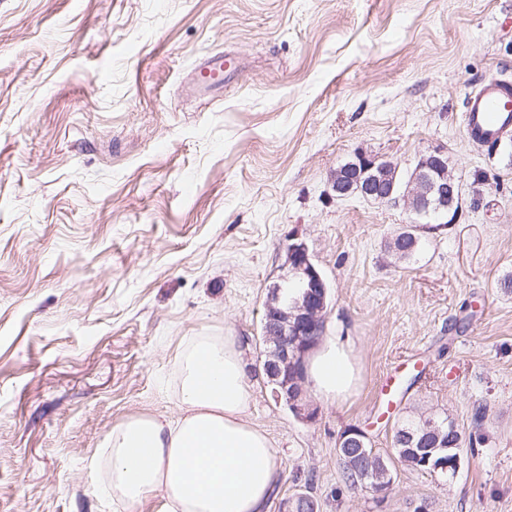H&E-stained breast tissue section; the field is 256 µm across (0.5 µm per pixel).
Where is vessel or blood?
<instances>
[{"label": "vessel or blood", "instance_id": "obj_1", "mask_svg": "<svg viewBox=\"0 0 512 512\" xmlns=\"http://www.w3.org/2000/svg\"><path fill=\"white\" fill-rule=\"evenodd\" d=\"M232 65V59L223 55L210 56L196 67L194 78L204 89L220 88ZM462 122L470 139L481 146L512 134V83L493 75L486 78L468 96Z\"/></svg>", "mask_w": 512, "mask_h": 512}]
</instances>
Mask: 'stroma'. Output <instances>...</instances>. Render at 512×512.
<instances>
[{
	"label": "stroma",
	"instance_id": "obj_1",
	"mask_svg": "<svg viewBox=\"0 0 512 512\" xmlns=\"http://www.w3.org/2000/svg\"><path fill=\"white\" fill-rule=\"evenodd\" d=\"M217 53L239 72L200 94ZM492 74L512 82V0H0V512H159L113 503L112 431L176 416L180 351L226 333L281 459L268 512L307 488L318 512H512V135L462 126ZM437 148L459 211L397 259L404 206L330 180L357 151L407 171ZM292 235L362 371L309 421L262 371ZM389 372L416 381L381 420ZM430 414L476 440L456 478L398 466L380 504L341 483L345 430L388 454Z\"/></svg>",
	"mask_w": 512,
	"mask_h": 512
}]
</instances>
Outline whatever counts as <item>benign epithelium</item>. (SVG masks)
I'll list each match as a JSON object with an SVG mask.
<instances>
[{
	"instance_id": "benign-epithelium-1",
	"label": "benign epithelium",
	"mask_w": 512,
	"mask_h": 512,
	"mask_svg": "<svg viewBox=\"0 0 512 512\" xmlns=\"http://www.w3.org/2000/svg\"><path fill=\"white\" fill-rule=\"evenodd\" d=\"M331 189L340 199L401 201L419 218L443 219L457 211L462 197V185L448 172V154L442 149L423 155L405 176L394 162L358 152L336 170ZM285 266L287 273L269 288L264 304V371L278 386L276 400L285 402L296 417L311 420L315 410L305 402V364L324 335L329 286L298 237L289 240Z\"/></svg>"
}]
</instances>
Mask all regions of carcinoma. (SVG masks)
I'll return each instance as SVG.
<instances>
[{"label": "carcinoma", "instance_id": "1", "mask_svg": "<svg viewBox=\"0 0 512 512\" xmlns=\"http://www.w3.org/2000/svg\"><path fill=\"white\" fill-rule=\"evenodd\" d=\"M413 424L416 431L414 446L410 447L404 441L401 430L408 424ZM473 447V439L465 440L453 422L444 418L442 420L405 419L394 430L392 448L395 457L413 470L443 475L435 470L439 460L455 452L457 448ZM364 449L368 455H363L359 448L340 445L338 453L341 461L340 478L344 486L350 491L366 489L381 503L392 493L394 485L391 481L381 482L374 478H366V473L375 471L393 470L390 456L376 451L369 441H364Z\"/></svg>", "mask_w": 512, "mask_h": 512}]
</instances>
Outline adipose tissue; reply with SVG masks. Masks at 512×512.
<instances>
[{
    "label": "adipose tissue",
    "mask_w": 512,
    "mask_h": 512,
    "mask_svg": "<svg viewBox=\"0 0 512 512\" xmlns=\"http://www.w3.org/2000/svg\"><path fill=\"white\" fill-rule=\"evenodd\" d=\"M316 397L341 404L360 374L350 341L321 336L306 362ZM252 401L238 337L198 336L179 357L180 414L135 415L112 431V495L161 512H263L282 473L276 449L248 419Z\"/></svg>",
    "instance_id": "adipose-tissue-1"
}]
</instances>
